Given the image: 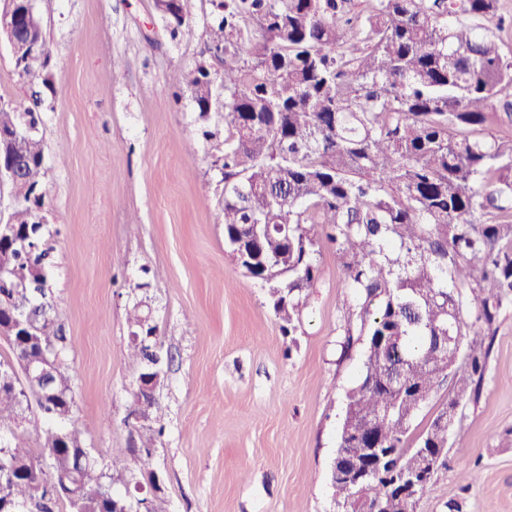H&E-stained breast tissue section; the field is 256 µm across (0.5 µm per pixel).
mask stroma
Returning <instances> with one entry per match:
<instances>
[{
  "instance_id": "obj_1",
  "label": "stroma",
  "mask_w": 512,
  "mask_h": 512,
  "mask_svg": "<svg viewBox=\"0 0 512 512\" xmlns=\"http://www.w3.org/2000/svg\"><path fill=\"white\" fill-rule=\"evenodd\" d=\"M48 87L31 90L0 43V105L39 109L44 216L54 249L53 313L69 338L75 417L103 465L138 476L130 419L140 370L128 358L129 304L151 299L157 340L173 362L156 389L166 428L152 467L167 512H340L329 488L346 394L362 370L348 340L356 298L336 252L283 336L265 283L224 242L221 139L203 138L189 92L170 73L199 64L209 0H191L194 36L171 39L155 0H36ZM63 88L62 97L51 95ZM512 307L498 324L478 401L450 428L447 466L418 512H512ZM122 449L113 460V449Z\"/></svg>"
}]
</instances>
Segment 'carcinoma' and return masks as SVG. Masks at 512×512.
Listing matches in <instances>:
<instances>
[{
    "instance_id": "obj_1",
    "label": "carcinoma",
    "mask_w": 512,
    "mask_h": 512,
    "mask_svg": "<svg viewBox=\"0 0 512 512\" xmlns=\"http://www.w3.org/2000/svg\"><path fill=\"white\" fill-rule=\"evenodd\" d=\"M499 0H371L364 13L352 0H220L208 31V50L223 70L216 82L205 65L180 68L169 82L186 88L202 121L224 128L214 160L224 181V242L251 277L269 285V304L284 336L296 330L300 308L322 270L314 257L332 243L342 285L358 297L362 374L347 394L340 434L342 462H365L367 439L386 452L383 474L359 486L332 485L342 512H417L433 484L410 502L403 481L420 460L448 447L442 414L478 401L502 310L512 305V137L465 136L494 123L512 126V62L499 32L512 17ZM172 37H190L189 0H155ZM26 33L44 39L25 0H15ZM40 58L17 61L35 86ZM224 87L219 101L217 85ZM15 153L20 181L11 185L14 238L0 243V267L53 264L41 215L44 149L38 133H20ZM270 224L268 232L254 231ZM466 289L467 301L460 289ZM0 325L23 306L30 323L9 341L15 359L51 346L67 352L68 338L51 316L46 278L6 290ZM133 332L157 333L146 301L128 313ZM476 330L480 342L448 358ZM144 377L153 354L129 344ZM56 398H38L50 417L65 407L57 428L33 424L39 449L18 441L0 446V508L54 512L63 487L80 512H115L128 500L114 492L129 479L97 463L72 464L85 447L74 417V389L60 362L50 374ZM448 399L416 437L412 421L443 385ZM11 364L0 361V427L18 420L25 399ZM151 413L140 453L163 435V412L153 395L134 397ZM413 444H408V441Z\"/></svg>"
}]
</instances>
